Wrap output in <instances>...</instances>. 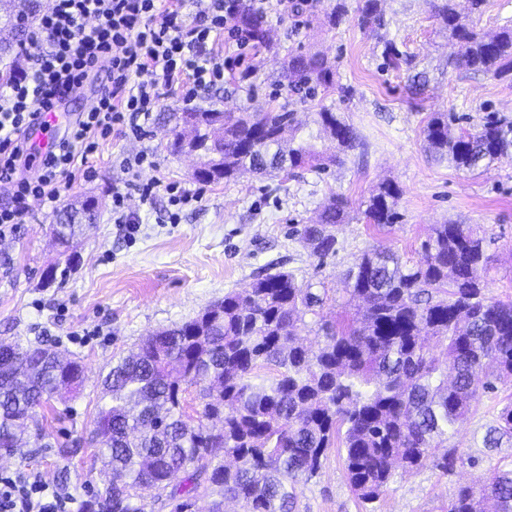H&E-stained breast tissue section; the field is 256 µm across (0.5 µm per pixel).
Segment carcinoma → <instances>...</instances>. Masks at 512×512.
<instances>
[{
	"label": "carcinoma",
	"mask_w": 512,
	"mask_h": 512,
	"mask_svg": "<svg viewBox=\"0 0 512 512\" xmlns=\"http://www.w3.org/2000/svg\"><path fill=\"white\" fill-rule=\"evenodd\" d=\"M470 15L455 0H438L435 13L459 52L454 65L495 79H512V28L491 36L476 30L486 0H469ZM38 0L16 10L15 0H0V87L18 74L24 36L40 14ZM363 29L379 35L388 67H409L413 58L379 34L385 26L381 0H359ZM347 0H333L325 19L332 28L348 16ZM236 21L259 44L268 41L262 14L241 4ZM291 91L313 96L334 85L335 65L320 55L295 54L285 64ZM316 123L336 142L332 163L362 146L357 131L328 108ZM213 112H184L198 147L209 150ZM455 117L435 113L423 134L438 162L472 170L512 154V118L487 116L474 131L456 133ZM294 113L285 109L229 113L224 117V159L203 157L208 182L237 179L245 172L267 175L280 167L305 168L316 160L295 133ZM269 148L279 166L260 167L250 148ZM399 189L378 187L363 211L367 223L387 227L398 222ZM348 201L336 195L313 224L296 235L314 254L337 253L336 226L345 222ZM424 260L401 265L386 250L365 251L349 270L350 293L364 303L360 322H323L317 349L295 336L308 315L323 317L327 293L299 284L290 272L259 277L245 292L231 291L205 309L193 325L182 323L144 340L119 358L101 380L102 404L89 444L98 448L117 481L93 494L84 512H143L138 502L161 488L182 508L180 499L213 497L212 512L224 500L242 512H294L300 483L315 476L336 438L345 453L348 482L361 502L377 501L396 465L414 468L435 448L450 443L457 425L496 383L512 380V302L483 293L492 256L487 239L469 224H437L422 244ZM442 345L445 362L426 344ZM48 348L0 341V448L43 436L31 432L37 410L53 398L60 365L46 359ZM273 373L261 379L256 370ZM197 388L196 424L185 408V394ZM512 434V404L484 445L496 447ZM448 512H512V469H500L474 486L459 487Z\"/></svg>",
	"instance_id": "1"
}]
</instances>
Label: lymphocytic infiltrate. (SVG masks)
I'll use <instances>...</instances> for the list:
<instances>
[{"label":"lymphocytic infiltrate","instance_id":"lymphocytic-infiltrate-1","mask_svg":"<svg viewBox=\"0 0 512 512\" xmlns=\"http://www.w3.org/2000/svg\"><path fill=\"white\" fill-rule=\"evenodd\" d=\"M53 0L31 32L28 67L0 88V237L25 223L31 200L56 208L64 191L94 173L88 160L108 137L142 140L167 87L182 84V102L196 107L202 93L225 77L253 74L250 35L237 27L238 0ZM223 37L218 53L208 43ZM105 73L92 107L79 113L63 136L42 152L32 151L28 134L45 113L82 93L87 80ZM147 153L123 159L124 176L112 187V221L136 228L126 206L130 191L150 201L156 182L141 183ZM38 168L29 179L30 168ZM67 499L26 476H0V512H67Z\"/></svg>","mask_w":512,"mask_h":512}]
</instances>
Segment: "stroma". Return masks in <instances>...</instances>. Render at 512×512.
<instances>
[{
    "label": "stroma",
    "instance_id": "obj_1",
    "mask_svg": "<svg viewBox=\"0 0 512 512\" xmlns=\"http://www.w3.org/2000/svg\"><path fill=\"white\" fill-rule=\"evenodd\" d=\"M329 0H313L301 14L266 11L271 46L252 57L247 85L228 81L206 92L202 109L251 112L286 108L304 125L303 137L332 154L335 144L318 132L316 113L326 107L360 134L364 147L344 164L299 169L202 184L192 171L195 158L169 149L171 131L184 106L170 91L153 114L152 133L143 141L111 139L90 160V181L63 194L62 203L98 200L97 216L71 249L55 242V211L32 202L26 224L0 238V341L21 347L38 344L80 360L84 383L73 395L54 398L37 425L49 447L24 448L0 458V473L37 477L62 496L84 503L111 474L88 443L101 397L100 377L118 357L147 336L196 317L231 291L249 288L257 276L293 273L299 283L327 289L328 318L354 314L346 292V272L364 251L385 248L407 266L423 259L421 244L436 224H469L491 239L492 262L486 296L512 301V156L473 170L437 162L425 149L423 129L434 112L455 115V128L470 129L491 111L512 117V81L450 66L458 47L448 41L432 12V0H383L387 36L415 56V70H385L382 47L359 26L356 12L329 27ZM319 52L336 66L335 86L305 98L288 90L282 64L295 53ZM425 89L412 96L416 73ZM147 149L155 167L141 178L201 189L178 223L168 219L169 196L158 191L150 203L131 194L127 206L139 218L137 230L112 221V185L122 176L123 157ZM400 190L398 224H367L363 210L385 182ZM349 202V218L338 225L339 251L319 258L291 232L315 220L331 195ZM55 282L43 287L47 268ZM512 403V383L485 394L461 423L452 443L463 462L443 474L436 457L422 465L396 468L372 507H364L346 478L337 447L327 449L317 476L301 483L296 512H448L458 486L473 484L512 466V437L487 448L483 437L496 425L500 409Z\"/></svg>",
    "mask_w": 512,
    "mask_h": 512
}]
</instances>
